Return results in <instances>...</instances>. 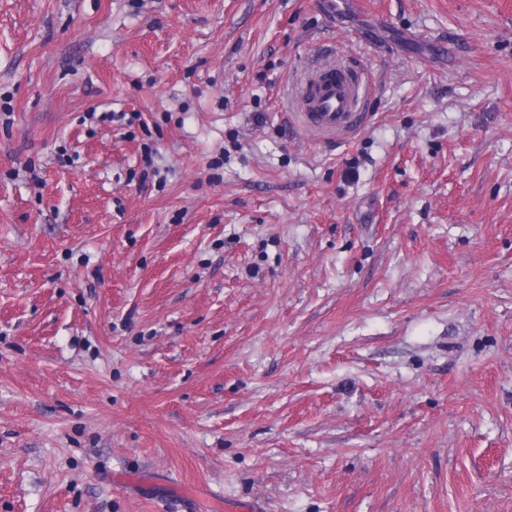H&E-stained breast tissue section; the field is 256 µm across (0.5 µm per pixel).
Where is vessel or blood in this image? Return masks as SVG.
Listing matches in <instances>:
<instances>
[{
	"label": "vessel or blood",
	"instance_id": "obj_1",
	"mask_svg": "<svg viewBox=\"0 0 512 512\" xmlns=\"http://www.w3.org/2000/svg\"><path fill=\"white\" fill-rule=\"evenodd\" d=\"M307 128L322 135L350 132L363 123L365 88L359 79L327 71L305 91Z\"/></svg>",
	"mask_w": 512,
	"mask_h": 512
}]
</instances>
